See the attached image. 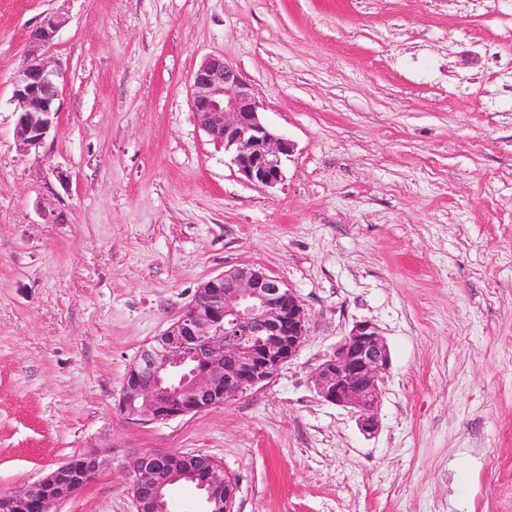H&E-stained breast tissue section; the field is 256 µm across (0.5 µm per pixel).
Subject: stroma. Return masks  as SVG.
Masks as SVG:
<instances>
[{"instance_id": "stroma-1", "label": "stroma", "mask_w": 512, "mask_h": 512, "mask_svg": "<svg viewBox=\"0 0 512 512\" xmlns=\"http://www.w3.org/2000/svg\"><path fill=\"white\" fill-rule=\"evenodd\" d=\"M60 112L15 136L47 14ZM209 56L294 151L246 181L196 123ZM284 280L308 335L270 381L122 418L141 349L235 267ZM391 363L377 430L311 375L354 324ZM218 460L233 512H512V0H0V493L111 468L56 512H135L128 455Z\"/></svg>"}]
</instances>
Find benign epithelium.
<instances>
[{"label": "benign epithelium", "instance_id": "7a95c632", "mask_svg": "<svg viewBox=\"0 0 512 512\" xmlns=\"http://www.w3.org/2000/svg\"><path fill=\"white\" fill-rule=\"evenodd\" d=\"M63 24L44 17L29 37L27 63L14 77L19 113L16 137L29 149L40 145L59 112V73L39 51ZM190 104L200 126L224 145L231 163L252 184L272 188L283 179V160L294 151L285 135L260 118L251 84L238 69L211 56L191 77ZM308 313L280 278L255 267H236L204 282L183 314L142 349L129 367L118 408L128 418L165 421L224 405L271 380L292 360L307 336ZM390 351L378 328L353 325L334 353L313 373L317 394L351 409L361 430L378 426L374 413ZM213 457L174 449L133 454L125 468L136 512H171L168 488L187 482L199 491L206 512L224 493ZM112 466V457L90 451L41 479L0 494V512H50Z\"/></svg>", "mask_w": 512, "mask_h": 512}]
</instances>
